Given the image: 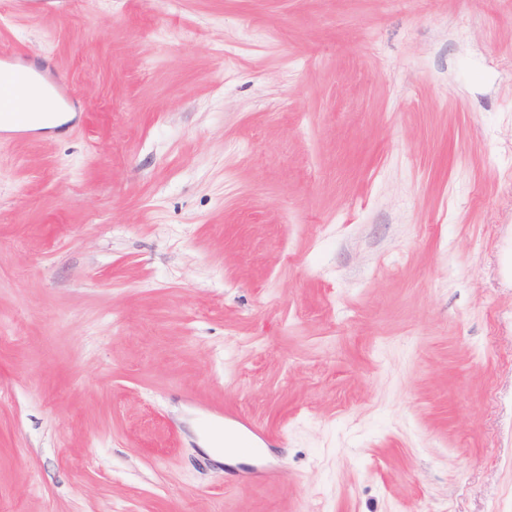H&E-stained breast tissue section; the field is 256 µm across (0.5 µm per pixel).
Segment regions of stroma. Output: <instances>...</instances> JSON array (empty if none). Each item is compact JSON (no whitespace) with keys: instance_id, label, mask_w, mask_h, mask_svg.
I'll list each match as a JSON object with an SVG mask.
<instances>
[{"instance_id":"1","label":"stroma","mask_w":512,"mask_h":512,"mask_svg":"<svg viewBox=\"0 0 512 512\" xmlns=\"http://www.w3.org/2000/svg\"><path fill=\"white\" fill-rule=\"evenodd\" d=\"M0 45L76 96L0 139V512H512V0H0ZM235 435L237 446L233 449L239 454L250 457L265 456L268 452L266 436L249 418L234 412L224 414V436ZM264 446H261V445Z\"/></svg>"}]
</instances>
